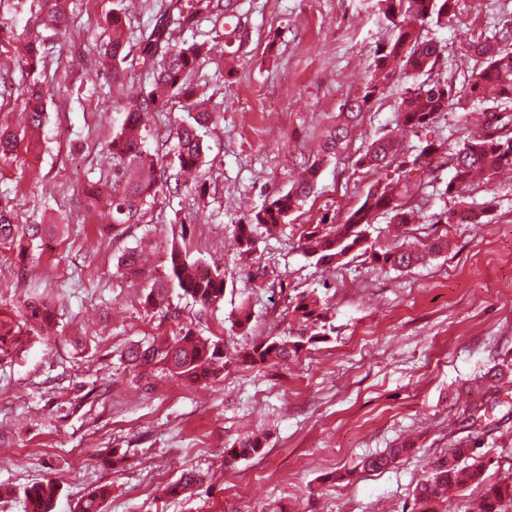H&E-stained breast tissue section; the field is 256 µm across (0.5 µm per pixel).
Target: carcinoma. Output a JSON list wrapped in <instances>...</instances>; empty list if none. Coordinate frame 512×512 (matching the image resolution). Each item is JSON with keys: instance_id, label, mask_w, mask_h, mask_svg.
Masks as SVG:
<instances>
[{"instance_id": "carcinoma-1", "label": "carcinoma", "mask_w": 512, "mask_h": 512, "mask_svg": "<svg viewBox=\"0 0 512 512\" xmlns=\"http://www.w3.org/2000/svg\"><path fill=\"white\" fill-rule=\"evenodd\" d=\"M234 0H190L183 4L172 0L160 5L154 24L141 34L142 61L150 74L147 86L134 92L122 108L120 131L112 136L107 151L112 155V181L101 185L91 184L82 189L86 205L90 208L106 206L112 214V230L118 233L126 224H138L147 207L171 186H179L181 176L199 167L205 158V145L199 128L211 121V113L199 110L197 92L191 77L205 62L208 50L202 45L180 43L173 38L171 26L197 23L202 13H216L227 21L235 18ZM383 15L393 26L390 40L375 51L373 76L365 84L361 97L346 102L338 121L327 130L320 152L305 169V175L295 180L291 187L272 196L270 202L257 211L247 214L236 225V239L245 255L256 249L258 236L273 234L297 211L314 189L316 178L326 157L336 153L349 136L352 123L359 121L364 111L382 93L384 82L394 71L392 64L419 82L405 89L398 105L397 120L404 127L415 129L431 123L436 115L454 102L468 97L481 98L490 103L485 111L482 134L463 142L453 151L444 144L429 143L413 159L401 154L400 141L387 133L373 139L357 164L374 170L395 168L397 178L370 189L363 202L352 209L340 224H315L302 231L301 240L308 256L319 264H336L351 253L368 256L372 261L396 270H407L424 264L430 257L448 250V240L435 239L423 251L405 248L375 249L368 244V228L378 215L390 216V222L405 226L419 219L422 209L417 196L428 184V178L445 164L453 171L445 193L462 196V191L476 173L493 179L501 170L512 169V114L498 109V102L512 99V44L493 41L480 35L467 40L465 49L477 57L478 69L461 88L446 80H431L441 50L425 35L430 22L451 21L455 15V0H380ZM35 26L27 32L14 34L9 26L0 25V40L14 41L21 48L23 64L30 73L37 74L43 59V32L64 35L68 18L61 0H38ZM108 25L111 35L99 52L98 66L112 75V81L125 80L127 22L119 9L112 10ZM171 91L181 99L182 107L191 113L190 121L175 127V162L167 164L144 145L136 134L145 126L150 112L166 107L159 92ZM28 125L33 130L44 127L46 122L45 96L41 83H30L25 91ZM483 211H476L462 201L459 207L435 216L436 222L478 224ZM59 229L57 224H19L11 210L0 205V241L35 242L52 236ZM152 254L138 247H131L117 258V268L132 277L150 272ZM263 266L251 268L246 282L261 283L266 288L275 287L267 279ZM191 297L204 308L224 300V273L200 259L189 258L184 247L173 246L168 252L166 278L154 279L146 288L145 303L159 307L167 300L169 287ZM293 311L305 329L327 319V312L318 310L316 302L302 295L296 299ZM56 317V310L41 298L33 297L25 305V318L40 326H49ZM327 338L321 331L309 336L272 337L253 343L239 352V357L255 367H262L275 360L285 361L299 351ZM123 359L140 378L151 376L157 368L192 384L207 385L216 381L224 372L230 358L224 353L222 339L198 336L191 329L172 338L127 347ZM265 447L259 435L239 436L226 445L224 463L238 458L258 456ZM411 444L402 441L386 453L369 457L364 468L379 471L395 464L409 453ZM480 435L473 434L456 440L448 453L437 458L430 471L416 485L414 512H448L443 493L450 487L480 486L485 482L487 461L480 452ZM204 483V475L186 470L170 484L167 491L179 495L191 487ZM59 486L51 480L32 483L23 492V512H53ZM111 494L110 486L101 485L89 492L76 505L77 512H103L104 502ZM482 512H512V481L500 482L486 488Z\"/></svg>"}]
</instances>
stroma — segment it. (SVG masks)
Returning <instances> with one entry per match:
<instances>
[{"mask_svg":"<svg viewBox=\"0 0 512 512\" xmlns=\"http://www.w3.org/2000/svg\"><path fill=\"white\" fill-rule=\"evenodd\" d=\"M121 0H69L68 33L47 36L40 72L51 93L36 151L0 155V198L18 223L63 222L46 244H0V512H23L21 492L41 478L61 494L54 512L75 505L101 484L112 487L105 512H412L414 489L432 461L466 437L469 408L494 365H512V172L472 183L465 196L483 211L478 224H432L456 208L441 169L428 188L426 220L371 225L376 246L419 249L435 238L450 247L406 271L347 257L325 266L306 256L300 235L310 225L342 222L386 173L357 166L367 143L397 130L408 81L393 72L385 93L364 112L349 140L321 167L315 192L252 255L240 253L234 226L288 189L301 174L345 101L362 94L377 45L392 35L378 0H235L240 32L223 17L201 15L176 40L206 44L210 54L192 77L204 109L217 121L202 131L205 164L196 180L167 193L141 223L112 234L107 209H87L84 185L112 176L108 142L120 127L130 86L146 80L139 32L159 0H122L129 8V74L117 84L95 59L108 36L106 17ZM453 26H430L443 52L434 78L463 84L474 67L468 37L512 34V0H456ZM32 77L14 45L0 44V125L17 128ZM485 106L470 99L429 126L397 130L407 157L427 142L453 148L480 131ZM159 248L148 276L115 268L117 256L142 238ZM217 263L224 301L204 310L179 292L171 314L147 308L145 290L167 272L165 249ZM266 265L278 285L253 288L250 265ZM316 295L332 330L286 365L235 361L246 343L298 336L295 296ZM38 296L57 309L42 330L22 317ZM248 306L245 331L231 319ZM220 337L231 361L200 387L170 376L143 391L123 359L134 342L179 329ZM109 387L83 400L80 388ZM501 408L490 412L482 448L492 463L487 484L512 478V380L499 384ZM266 433L261 455L224 464V443L248 431ZM415 449L389 469L368 471L364 457L393 441ZM123 463L103 464L107 449ZM209 479L192 494L167 486L183 471Z\"/></svg>","mask_w":512,"mask_h":512,"instance_id":"obj_1","label":"stroma"}]
</instances>
